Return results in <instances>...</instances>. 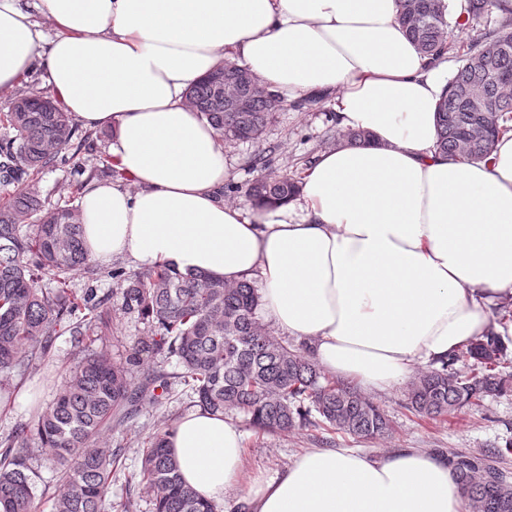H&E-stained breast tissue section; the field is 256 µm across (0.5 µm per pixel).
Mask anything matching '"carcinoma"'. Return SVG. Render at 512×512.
Returning a JSON list of instances; mask_svg holds the SVG:
<instances>
[{
    "mask_svg": "<svg viewBox=\"0 0 512 512\" xmlns=\"http://www.w3.org/2000/svg\"><path fill=\"white\" fill-rule=\"evenodd\" d=\"M507 2L465 0L452 21L447 0H400V20L421 53L438 59L451 23L512 13ZM214 72L221 73L223 89L206 76L187 91L189 105L221 142L259 138L283 102L242 66L222 62ZM226 93L248 99V108L229 109ZM437 113L439 152L473 162L490 156L499 135L512 130V27L503 26L470 49ZM0 124L13 132L0 141V183L14 186L0 196V374L7 375L0 382V399L11 401L19 388L12 375H23L47 357L58 332L67 329L89 341L87 354L71 367L53 403L37 411L34 425L0 437V512H37L32 440L60 467L52 512H103L122 454L101 443L102 434L123 425L125 410L141 401L157 402L168 392L162 374L131 384L130 370L145 354L165 351L176 357L181 382L198 406L220 413L239 410L264 433L306 424L354 438L391 432L389 419L374 402L273 336L258 317L261 295L249 281L226 283L166 266L131 274L115 269L121 310L153 335L123 362L94 347L112 332L110 297L95 288H70L72 272L94 274L82 242L80 210L44 208L40 187L41 174L72 145L77 127L56 100L37 93L18 96L9 111L0 113ZM300 188L301 182L286 174L262 175L247 193L261 208L287 201ZM459 362L470 363L467 374L456 371ZM509 388L508 346L490 332L440 366L418 373L409 408L435 421L465 406L481 407ZM448 464L457 474L465 512H512L509 472L462 454L449 456ZM139 476L152 496V512H215L182 480L164 430L141 442Z\"/></svg>",
    "mask_w": 512,
    "mask_h": 512,
    "instance_id": "carcinoma-1",
    "label": "carcinoma"
}]
</instances>
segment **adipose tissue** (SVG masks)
Here are the masks:
<instances>
[{
  "mask_svg": "<svg viewBox=\"0 0 512 512\" xmlns=\"http://www.w3.org/2000/svg\"><path fill=\"white\" fill-rule=\"evenodd\" d=\"M40 2L48 43L20 0H0V95L42 62L74 123L112 127L126 182L83 191L93 262L259 280L283 333L371 389L503 333L487 302L512 298V132L484 162L437 151L448 72L408 37L399 0ZM227 59L284 100L333 96L338 126L371 144L318 155L286 202L248 214L225 202L224 147L185 93ZM242 441L198 408L168 446L212 505L237 488L250 512H461L453 468L413 449L309 451L242 489Z\"/></svg>",
  "mask_w": 512,
  "mask_h": 512,
  "instance_id": "adipose-tissue-1",
  "label": "adipose tissue"
}]
</instances>
